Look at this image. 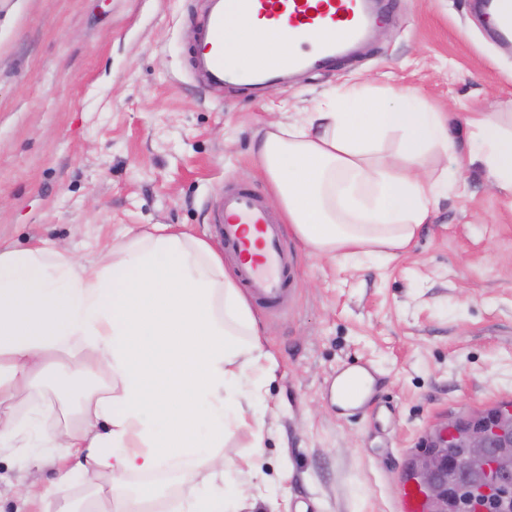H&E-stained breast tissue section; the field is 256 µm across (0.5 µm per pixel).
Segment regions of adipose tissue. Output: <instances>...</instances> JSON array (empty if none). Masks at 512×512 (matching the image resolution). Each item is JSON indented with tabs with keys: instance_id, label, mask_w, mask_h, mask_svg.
<instances>
[{
	"instance_id": "obj_1",
	"label": "adipose tissue",
	"mask_w": 512,
	"mask_h": 512,
	"mask_svg": "<svg viewBox=\"0 0 512 512\" xmlns=\"http://www.w3.org/2000/svg\"><path fill=\"white\" fill-rule=\"evenodd\" d=\"M224 41L241 68L288 49L287 35L270 38L231 13ZM405 97L345 87L300 122L255 131L272 200L309 254L392 259L430 222L456 150L454 118L407 109ZM504 119L473 112L464 122L470 162L512 196ZM391 135L395 150H383ZM276 366L233 266L203 238L170 224L130 228L90 262L55 242L0 245V406L36 385L77 400L75 421L35 432L57 479L22 489L30 512L61 498L76 472L90 493L59 512H237L231 475L242 464L223 445L241 427L262 429L261 389ZM200 449L215 485L167 499L154 474Z\"/></svg>"
}]
</instances>
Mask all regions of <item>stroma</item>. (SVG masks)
Masks as SVG:
<instances>
[{"label":"stroma","mask_w":512,"mask_h":512,"mask_svg":"<svg viewBox=\"0 0 512 512\" xmlns=\"http://www.w3.org/2000/svg\"><path fill=\"white\" fill-rule=\"evenodd\" d=\"M209 4L0 0L1 243L60 241L90 261L126 228L181 224L220 251L216 195L247 186L271 200L252 155L265 122L353 84L408 88L447 113L512 99V44L476 0H384L388 20L362 50L263 91L245 73L198 74ZM457 140L463 179L405 254L335 266L287 235V307L254 309L279 363L265 425L226 442L265 476L245 479L241 512H401L429 432L512 402V197ZM355 366L374 392L361 411L338 409L334 377ZM54 476L33 449H1L0 512H22L19 489Z\"/></svg>","instance_id":"stroma-1"}]
</instances>
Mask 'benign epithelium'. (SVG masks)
Segmentation results:
<instances>
[{
  "label": "benign epithelium",
  "mask_w": 512,
  "mask_h": 512,
  "mask_svg": "<svg viewBox=\"0 0 512 512\" xmlns=\"http://www.w3.org/2000/svg\"><path fill=\"white\" fill-rule=\"evenodd\" d=\"M486 427L481 434L459 432L460 421L450 420L431 437L429 447L410 464L408 478L416 481L429 504L428 512H448V470L468 474L475 463L483 464L488 483L494 492L512 491V455L505 449L512 447V403L501 406L494 416L471 417ZM471 448L469 455L448 460L441 449L462 445Z\"/></svg>",
  "instance_id": "obj_1"
}]
</instances>
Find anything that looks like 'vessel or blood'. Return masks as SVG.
<instances>
[{
  "mask_svg": "<svg viewBox=\"0 0 512 512\" xmlns=\"http://www.w3.org/2000/svg\"><path fill=\"white\" fill-rule=\"evenodd\" d=\"M233 8L270 32L284 29L292 38L309 31L319 35L314 56L274 55L258 67L265 75L342 56L349 45L366 38L377 14L370 0H233ZM225 55L224 15L217 12L208 18V41L199 62L213 76L223 73ZM213 221L225 250L236 259L238 281L264 309L283 310L291 294L293 260L282 224L245 187L231 189L218 199Z\"/></svg>",
  "mask_w": 512,
  "mask_h": 512,
  "instance_id": "vessel-or-blood-1",
  "label": "vessel or blood"
}]
</instances>
